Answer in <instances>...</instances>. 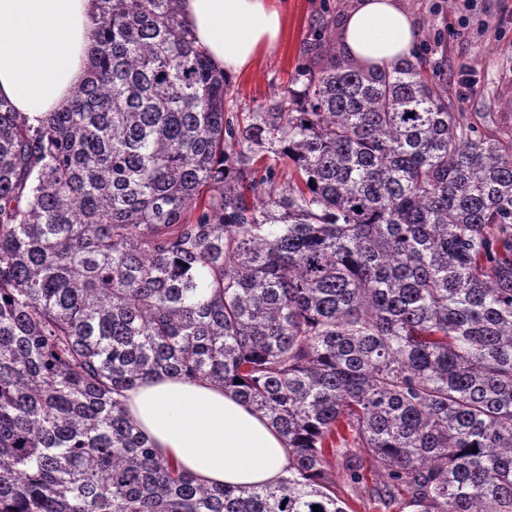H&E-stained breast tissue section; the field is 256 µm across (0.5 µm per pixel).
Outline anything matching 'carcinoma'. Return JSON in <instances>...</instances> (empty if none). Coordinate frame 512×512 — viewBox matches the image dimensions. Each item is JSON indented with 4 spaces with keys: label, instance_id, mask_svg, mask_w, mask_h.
I'll use <instances>...</instances> for the list:
<instances>
[{
    "label": "carcinoma",
    "instance_id": "carcinoma-1",
    "mask_svg": "<svg viewBox=\"0 0 512 512\" xmlns=\"http://www.w3.org/2000/svg\"><path fill=\"white\" fill-rule=\"evenodd\" d=\"M94 2L68 105L0 101V512H350L365 453L386 505L512 512V135L427 47L319 41L232 124L181 0ZM159 373L263 413L288 476L181 471L121 400Z\"/></svg>",
    "mask_w": 512,
    "mask_h": 512
}]
</instances>
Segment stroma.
<instances>
[{"label":"stroma","instance_id":"35a3bbf8","mask_svg":"<svg viewBox=\"0 0 512 512\" xmlns=\"http://www.w3.org/2000/svg\"><path fill=\"white\" fill-rule=\"evenodd\" d=\"M415 16L419 41L428 46L442 44L448 64V89L459 112H491L492 129L512 132V0H446L432 11L433 0H403ZM352 0H288V21L279 45L262 52L254 65L229 78L230 115L245 117L267 100L300 88V66L311 57L309 47L316 35L330 44L338 42V23ZM333 20L320 31L322 8ZM471 74L475 85L460 92V74Z\"/></svg>","mask_w":512,"mask_h":512}]
</instances>
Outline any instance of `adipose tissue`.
Instances as JSON below:
<instances>
[{
  "mask_svg": "<svg viewBox=\"0 0 512 512\" xmlns=\"http://www.w3.org/2000/svg\"><path fill=\"white\" fill-rule=\"evenodd\" d=\"M94 0H0V100L29 118L64 108L87 74ZM196 45L225 75L250 69L274 49L286 0H182ZM418 44L401 0H354L340 25L339 49L364 67L409 58ZM139 431L204 484L278 481L288 466L284 440L234 392L202 379L158 374L127 392Z\"/></svg>",
  "mask_w": 512,
  "mask_h": 512,
  "instance_id": "ef3b65f1",
  "label": "adipose tissue"
}]
</instances>
